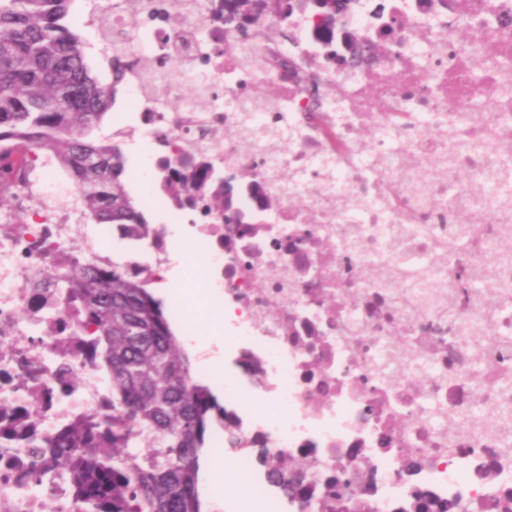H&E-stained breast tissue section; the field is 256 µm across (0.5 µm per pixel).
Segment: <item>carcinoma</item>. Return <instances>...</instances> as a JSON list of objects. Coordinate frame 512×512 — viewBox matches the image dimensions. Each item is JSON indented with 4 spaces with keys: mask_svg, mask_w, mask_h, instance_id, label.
I'll return each mask as SVG.
<instances>
[{
    "mask_svg": "<svg viewBox=\"0 0 512 512\" xmlns=\"http://www.w3.org/2000/svg\"><path fill=\"white\" fill-rule=\"evenodd\" d=\"M76 0H0V211L13 207L17 191L33 198V175L50 160L76 185L71 209L80 224H109L121 238L153 242L156 231L130 195L124 152L110 138L94 137L120 91L123 61L107 59L110 78L94 72L82 35L67 23ZM350 0H300L298 6L318 20L327 33L339 30L344 43L363 37L338 28ZM255 0H235L224 22L242 28L257 11ZM287 0H263L267 17L283 18ZM168 193L201 209L204 216L224 219L229 196L224 183L212 178V166L198 175L183 173L169 158L161 160ZM452 241L436 240V253L448 258V247L471 240L472 224L458 225ZM375 259L362 277L376 288L388 287ZM147 270L127 260L101 265L75 260L59 276L68 295L79 301L93 326L101 356L112 375V414L87 418L63 437L65 452L51 470L78 488L73 512H203L200 459L212 426L224 429L231 448L253 452L269 480L301 512H334L336 502L353 500V512H373L363 495L365 462L356 453L338 469L353 479L338 485L327 479L319 501L306 495L305 480L319 465L310 454L294 458L246 442L233 413L211 389L197 380L192 362L171 328L164 301L149 290ZM498 319L512 322V287L500 285ZM480 512H512V498L492 497ZM392 512H470L460 500L444 501L415 489Z\"/></svg>",
    "mask_w": 512,
    "mask_h": 512,
    "instance_id": "cac0c4a2",
    "label": "carcinoma"
}]
</instances>
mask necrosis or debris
<instances>
[{"mask_svg":"<svg viewBox=\"0 0 512 512\" xmlns=\"http://www.w3.org/2000/svg\"><path fill=\"white\" fill-rule=\"evenodd\" d=\"M92 24L107 22L130 64L123 75L142 141L159 156L206 154L224 177L242 171L261 199L237 206L248 236L204 219L182 242L190 268L204 272L197 292L232 310L224 343L255 376L224 378V399L239 412L243 437L292 455L310 453L335 467L350 450L366 460L378 512L424 487L470 504L512 491V385L495 375L512 367V341L482 348L488 378L468 374L475 341L493 322L489 296L456 294V270L483 274L496 251L491 229L504 223L499 196L512 192V169L496 152L512 141V0H357L349 29L366 38L364 59L336 65L327 35L301 10L246 30L226 26L224 0H85ZM181 66L208 96L171 109L151 89L154 64ZM277 84L272 102L255 87ZM248 114L251 127L277 130L275 147L241 149L225 129ZM374 131L359 139L361 128ZM27 209L0 220V512H44L46 487L32 481L53 460L64 431L112 408V379L94 356L95 336L57 275L87 256L103 224L70 222L67 207L26 223ZM486 228L480 246L449 251L437 267L430 248L457 233L460 215ZM316 239L301 252L289 242L305 229ZM150 246L130 240L131 260L157 271L171 262L167 225ZM357 234L360 245L323 254L316 241ZM413 270L409 304L387 322L360 276L375 256ZM350 289L353 304L337 301ZM402 326L415 356L391 361L386 332ZM484 400L494 418L469 410ZM442 410L428 419L425 405ZM417 459L413 478L400 466ZM237 464L249 480L239 497L255 512H299L254 472L249 453Z\"/></svg>","mask_w":512,"mask_h":512,"instance_id":"4bbe7bcc","label":"necrosis or debris"}]
</instances>
